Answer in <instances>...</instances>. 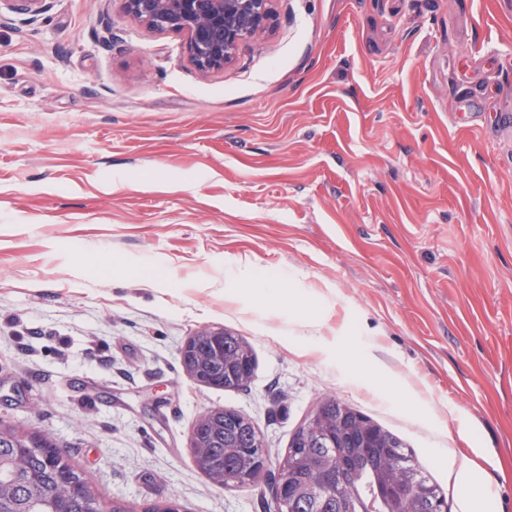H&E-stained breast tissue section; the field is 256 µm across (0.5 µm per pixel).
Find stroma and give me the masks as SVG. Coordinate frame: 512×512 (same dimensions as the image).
Instances as JSON below:
<instances>
[{"label": "stroma", "mask_w": 512, "mask_h": 512, "mask_svg": "<svg viewBox=\"0 0 512 512\" xmlns=\"http://www.w3.org/2000/svg\"><path fill=\"white\" fill-rule=\"evenodd\" d=\"M276 9L205 75L121 0L0 13V423L65 449L102 512H274L333 398L448 512L472 466L512 512V0ZM203 328L251 344L245 387L183 370ZM214 407L253 422L258 485L197 468Z\"/></svg>", "instance_id": "stroma-1"}]
</instances>
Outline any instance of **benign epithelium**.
<instances>
[{"mask_svg": "<svg viewBox=\"0 0 512 512\" xmlns=\"http://www.w3.org/2000/svg\"><path fill=\"white\" fill-rule=\"evenodd\" d=\"M35 23L51 0H4ZM128 15L156 32H185L189 57L201 73L222 69L243 42L273 21V0H122Z\"/></svg>", "mask_w": 512, "mask_h": 512, "instance_id": "obj_1", "label": "benign epithelium"}]
</instances>
